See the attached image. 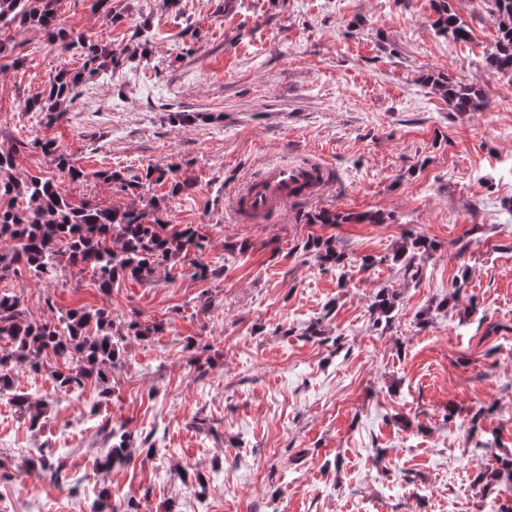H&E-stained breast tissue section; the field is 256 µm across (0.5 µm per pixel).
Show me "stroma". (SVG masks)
I'll use <instances>...</instances> for the list:
<instances>
[{
    "label": "stroma",
    "mask_w": 512,
    "mask_h": 512,
    "mask_svg": "<svg viewBox=\"0 0 512 512\" xmlns=\"http://www.w3.org/2000/svg\"><path fill=\"white\" fill-rule=\"evenodd\" d=\"M449 4L467 41L437 33L431 0H112L114 24L89 0H59L64 27L110 43L124 63L86 73L52 122L26 102L80 57L37 30L5 29L15 51L0 57V146L21 145L17 176L56 174L28 148L35 138L89 173L65 186L76 203L130 204L92 179L98 170H176L186 190L171 194L164 179L145 196L169 223L200 227L202 259L218 273L124 280L106 295L88 269L0 281L35 319L104 307L162 327L128 340L106 397L67 396L15 369L17 389L46 413L33 430L0 402V512H91L105 424L132 434V461L109 484L139 512H198L202 498L208 512H492L512 501V485L488 495L473 482L512 453V82L485 65L496 27L484 0ZM145 22L153 38L141 57L132 35ZM432 73L476 84L483 107L452 111L426 83ZM310 158L326 167L318 196L264 224L234 214L240 183ZM322 208L386 221L306 223ZM311 236L332 238L353 264L299 251ZM418 236L435 250L413 275L391 255ZM364 255L382 262L361 268ZM382 290L397 299L389 321L370 311ZM190 339L202 364L184 350ZM34 448L63 449L78 491L24 486Z\"/></svg>",
    "instance_id": "obj_1"
}]
</instances>
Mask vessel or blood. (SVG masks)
I'll use <instances>...</instances> for the list:
<instances>
[{
  "label": "vessel or blood",
  "mask_w": 512,
  "mask_h": 512,
  "mask_svg": "<svg viewBox=\"0 0 512 512\" xmlns=\"http://www.w3.org/2000/svg\"><path fill=\"white\" fill-rule=\"evenodd\" d=\"M324 184V169L315 162H285L265 171L248 183L236 198L243 217L257 220L286 203L292 190L300 188L313 195Z\"/></svg>",
  "instance_id": "1"
}]
</instances>
